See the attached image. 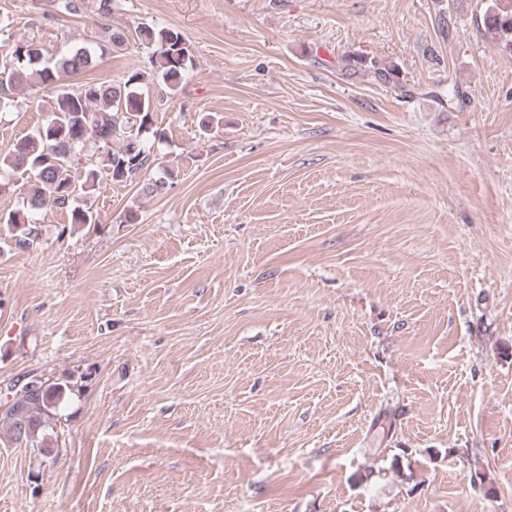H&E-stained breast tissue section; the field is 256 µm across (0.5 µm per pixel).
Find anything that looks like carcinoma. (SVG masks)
<instances>
[{"instance_id":"1","label":"carcinoma","mask_w":512,"mask_h":512,"mask_svg":"<svg viewBox=\"0 0 512 512\" xmlns=\"http://www.w3.org/2000/svg\"><path fill=\"white\" fill-rule=\"evenodd\" d=\"M483 24L498 40L512 44V0H491L483 13ZM134 33L149 50L147 66L115 82L88 83L76 90L63 85V77L92 66L94 53L90 48H71L50 63L32 40L12 45L10 60L0 65V87H48L51 101L44 123L0 157V192L10 190L21 179L24 194L22 207L0 215V224L7 227L1 249L14 246L32 250L40 244L38 216L48 201L68 213L69 225L63 226V235L70 229L100 223L92 206L76 204L78 196L94 195L101 180V171L89 166L74 176L87 140H95L105 150L106 176L114 183L131 182L147 174L157 161L154 145L163 141L165 130L155 119V106L145 88L158 82L176 92L196 67L195 56L191 45L174 28L143 24ZM345 61L347 70H361L379 84L396 81L393 65L349 55ZM118 139L122 144L115 148ZM173 175L166 168L164 175L144 179L142 192H163ZM74 379L72 374L49 379L30 373V379L11 393L7 409L0 413V422L7 426V435L0 442L41 452L48 448L58 439L56 427L62 420L61 404L66 394H78L82 389Z\"/></svg>"}]
</instances>
